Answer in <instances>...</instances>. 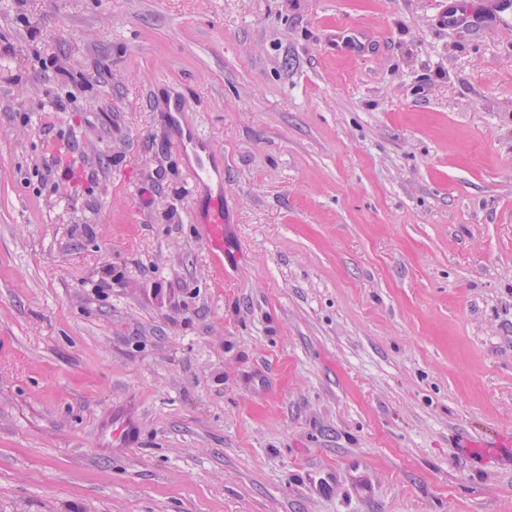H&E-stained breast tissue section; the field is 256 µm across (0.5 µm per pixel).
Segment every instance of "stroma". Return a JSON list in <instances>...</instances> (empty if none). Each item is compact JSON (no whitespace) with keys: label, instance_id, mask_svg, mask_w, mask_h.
Instances as JSON below:
<instances>
[{"label":"stroma","instance_id":"stroma-1","mask_svg":"<svg viewBox=\"0 0 512 512\" xmlns=\"http://www.w3.org/2000/svg\"><path fill=\"white\" fill-rule=\"evenodd\" d=\"M436 10L0 0V512H512V23ZM472 9L469 2L461 0H448L440 5L437 12V24L439 27L448 29L465 24L468 21ZM180 145L190 160L194 182V222L202 224L204 240L215 265L224 264V224L228 207L224 201V180L219 153L198 127L182 129Z\"/></svg>","mask_w":512,"mask_h":512}]
</instances>
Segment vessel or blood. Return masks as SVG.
<instances>
[{
  "instance_id": "1",
  "label": "vessel or blood",
  "mask_w": 512,
  "mask_h": 512,
  "mask_svg": "<svg viewBox=\"0 0 512 512\" xmlns=\"http://www.w3.org/2000/svg\"><path fill=\"white\" fill-rule=\"evenodd\" d=\"M472 10L467 0H443L437 12L441 28L465 24ZM180 145L190 160L194 182L193 214L195 223L204 229V240L215 265L224 263V226L228 207L224 199V180L219 153L199 128L183 129Z\"/></svg>"
}]
</instances>
